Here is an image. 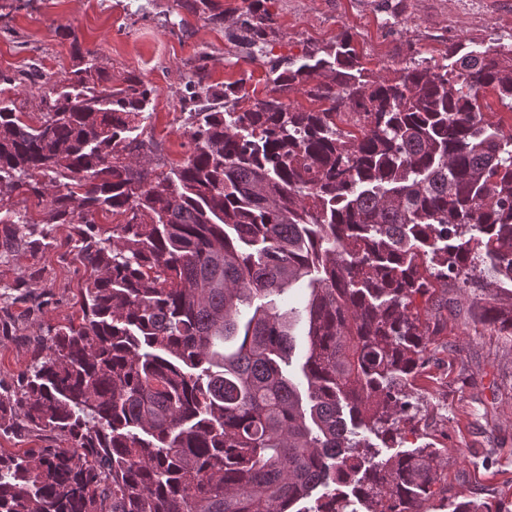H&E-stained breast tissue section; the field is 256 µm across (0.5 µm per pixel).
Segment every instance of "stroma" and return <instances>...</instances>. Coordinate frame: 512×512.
I'll use <instances>...</instances> for the list:
<instances>
[{
	"label": "stroma",
	"mask_w": 512,
	"mask_h": 512,
	"mask_svg": "<svg viewBox=\"0 0 512 512\" xmlns=\"http://www.w3.org/2000/svg\"><path fill=\"white\" fill-rule=\"evenodd\" d=\"M277 21L273 56L301 58L348 30L364 67L374 73L400 67L410 53L439 58L452 47H486L512 41V0H267ZM14 36H0V71L27 72L9 95L25 112L38 109L39 92L73 65L68 40L55 30H75L82 48L121 89L140 77L155 95L144 139L157 143L166 165L188 150L180 98L187 61L211 56L210 81L245 79L251 98L271 84L267 60H250L233 47L222 26L186 13L181 0H31L8 21ZM41 245L0 260V388L18 389L33 359L39 327L79 321L87 273L75 235L46 223L36 199L24 203ZM439 329L428 338L424 364L408 387L412 407L400 421L402 437L383 456L427 445L441 451L436 495L427 512H448L447 496L465 495L512 512V336L475 322L470 302L448 291V307L429 314Z\"/></svg>",
	"instance_id": "obj_1"
}]
</instances>
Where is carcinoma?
I'll return each instance as SVG.
<instances>
[{
  "label": "carcinoma",
  "mask_w": 512,
  "mask_h": 512,
  "mask_svg": "<svg viewBox=\"0 0 512 512\" xmlns=\"http://www.w3.org/2000/svg\"><path fill=\"white\" fill-rule=\"evenodd\" d=\"M242 3L183 0L261 57L276 20ZM58 33L75 63L40 117L0 97V255L30 224L21 192L72 225L89 279L81 322L47 328L21 392L0 395V429L70 445L0 454V512H424L438 449L383 457L370 436L396 442L412 407L430 330L416 299L439 305L450 280L512 284V130L481 106L491 91L512 111V44L382 75L343 30L279 59L253 102L242 79L209 83L200 51L180 99L189 151L159 173L139 133L154 90L137 76L112 89L96 52ZM100 213L122 221L100 231ZM304 278L303 310L281 309ZM472 307L512 335V305Z\"/></svg>",
  "instance_id": "carcinoma-1"
}]
</instances>
